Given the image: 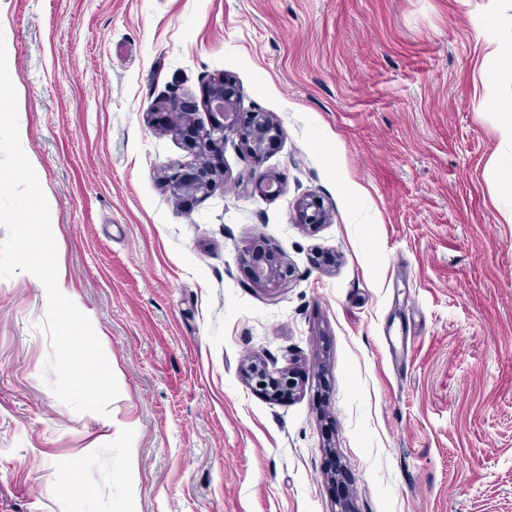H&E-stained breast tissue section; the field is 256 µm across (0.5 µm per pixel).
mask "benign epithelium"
Masks as SVG:
<instances>
[{
	"label": "benign epithelium",
	"mask_w": 512,
	"mask_h": 512,
	"mask_svg": "<svg viewBox=\"0 0 512 512\" xmlns=\"http://www.w3.org/2000/svg\"><path fill=\"white\" fill-rule=\"evenodd\" d=\"M205 99L209 110L220 113L223 121L205 126L195 119L192 112L177 113L176 126L196 161L190 167L170 164L164 167L161 176L168 191L180 199L201 198L213 189L215 177L209 165L211 146L236 139L251 146L252 154L257 156L283 137V130L272 113L245 112L241 109L239 89L228 78L221 77L211 81L207 85ZM254 185L269 195H275L280 190L277 178L267 174L254 177ZM298 209L304 224L310 228L331 222L330 211L315 194L304 196ZM248 253L253 278L271 281L277 285L289 282L290 271L279 268L272 253L253 248ZM243 375L255 389L271 400L291 397L300 389V378L296 372L288 369L273 373L261 358L244 365Z\"/></svg>",
	"instance_id": "obj_1"
}]
</instances>
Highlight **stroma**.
<instances>
[{
    "label": "stroma",
    "instance_id": "1",
    "mask_svg": "<svg viewBox=\"0 0 512 512\" xmlns=\"http://www.w3.org/2000/svg\"><path fill=\"white\" fill-rule=\"evenodd\" d=\"M487 0H0L22 143L58 262L117 379L110 416L41 377L43 288L0 280V512H512V223L504 117L485 112ZM233 79L282 140L227 142L214 190L170 95L201 122ZM268 172L282 189L256 192ZM361 187L350 200L344 182ZM333 213L309 230L297 202ZM273 253L287 287L254 280ZM261 356L302 387L269 400ZM483 105L502 111L509 116V122L504 125L502 135L509 141L511 148L502 152L497 158L493 176L498 200L512 201V97H486ZM247 252L251 258L254 279H264L277 285H285L289 282L291 277L290 271H283L279 268L271 252L258 251L253 248H250ZM242 372L245 379L270 400L291 397L300 389V378L296 372L288 368L273 373L261 358L244 365Z\"/></svg>",
    "mask_w": 512,
    "mask_h": 512
}]
</instances>
